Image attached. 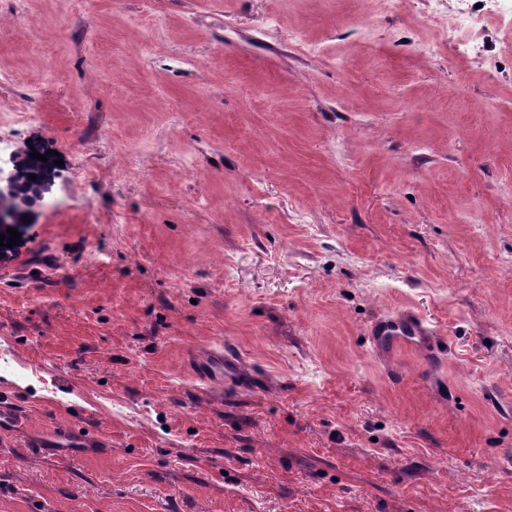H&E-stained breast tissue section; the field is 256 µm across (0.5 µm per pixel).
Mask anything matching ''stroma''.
<instances>
[{
	"instance_id": "1",
	"label": "stroma",
	"mask_w": 512,
	"mask_h": 512,
	"mask_svg": "<svg viewBox=\"0 0 512 512\" xmlns=\"http://www.w3.org/2000/svg\"><path fill=\"white\" fill-rule=\"evenodd\" d=\"M463 5L0 0V146L64 162L0 258V512H512V0L478 57ZM404 311L444 348L375 349ZM448 19L451 27L456 29L457 31L465 30L471 36V40L469 43L473 44V48L479 49L477 43H474L478 35L484 31L485 24V15L481 13H477L473 10H459L455 13L448 15ZM477 47V48H476ZM194 372L199 379L210 384H222L224 388L239 387L241 362L237 353L225 347L224 351L196 357Z\"/></svg>"
}]
</instances>
